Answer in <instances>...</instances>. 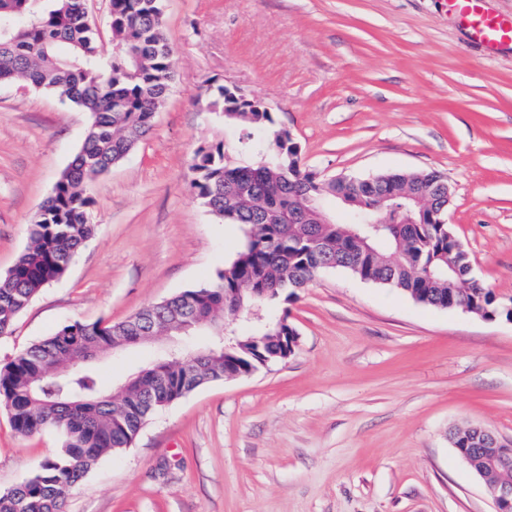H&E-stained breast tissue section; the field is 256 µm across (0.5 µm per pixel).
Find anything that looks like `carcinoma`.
I'll list each match as a JSON object with an SVG mask.
<instances>
[{
  "label": "carcinoma",
  "instance_id": "obj_1",
  "mask_svg": "<svg viewBox=\"0 0 512 512\" xmlns=\"http://www.w3.org/2000/svg\"><path fill=\"white\" fill-rule=\"evenodd\" d=\"M164 10V0H110L112 51L106 53L85 0H0V81L50 91L89 116L76 155L31 224L30 246L0 277V335L42 288L64 276L92 235V181L152 130L175 81ZM199 98L207 111L240 130V148L258 157L253 164H236L220 140L196 150L190 166L195 197L223 222L242 225L245 240L213 282L118 323L75 321L0 368V407L14 430L28 435L52 429L63 437L58 453L0 492V512H66L69 488L103 457L130 447L154 412L224 379L226 369L245 376L265 360H282L279 336L294 326L281 302L325 260L425 306L453 293L473 313L509 315L506 304L475 278L469 253L440 222V173L391 172L358 187L345 180L317 184L302 166L298 143L272 112L229 111L234 100L222 84H206ZM305 189L356 199L364 223L297 216ZM266 288L274 292L266 294ZM188 299L192 319L178 332L173 313ZM226 303L251 313L239 327L240 340L227 348L218 339ZM201 331L210 344L199 356L187 359L184 348H176L175 356L128 377L120 394L103 387L90 370H71L139 336L166 333L187 343Z\"/></svg>",
  "mask_w": 512,
  "mask_h": 512
}]
</instances>
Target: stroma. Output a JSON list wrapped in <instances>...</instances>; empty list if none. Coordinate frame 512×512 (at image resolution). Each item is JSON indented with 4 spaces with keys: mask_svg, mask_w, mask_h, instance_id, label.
I'll return each mask as SVG.
<instances>
[{
    "mask_svg": "<svg viewBox=\"0 0 512 512\" xmlns=\"http://www.w3.org/2000/svg\"><path fill=\"white\" fill-rule=\"evenodd\" d=\"M175 83L149 136L90 190L93 236L0 336V366L74 321L117 323L215 280L245 239L196 200L189 165L236 146L199 91L265 103L320 178L437 171L474 275L512 299V45L470 41L444 0H166ZM88 116L0 82V276ZM286 360L208 383L155 412L67 493L68 512H496L448 439L479 425L512 443V322L431 308L337 268L288 301ZM158 345L96 364L113 383ZM59 433L0 410V489Z\"/></svg>",
    "mask_w": 512,
    "mask_h": 512,
    "instance_id": "stroma-1",
    "label": "stroma"
}]
</instances>
